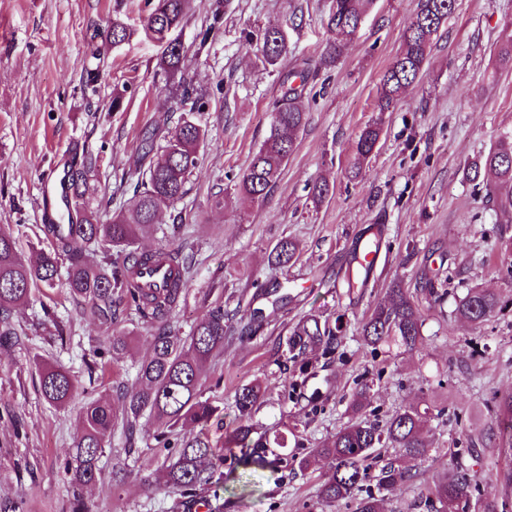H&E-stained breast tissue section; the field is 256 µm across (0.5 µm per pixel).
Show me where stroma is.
Listing matches in <instances>:
<instances>
[{
  "label": "stroma",
  "mask_w": 512,
  "mask_h": 512,
  "mask_svg": "<svg viewBox=\"0 0 512 512\" xmlns=\"http://www.w3.org/2000/svg\"><path fill=\"white\" fill-rule=\"evenodd\" d=\"M154 0H0V232L16 238L36 260L49 241L41 231L40 193L56 183L73 143L97 159L91 206L103 218L124 209L132 184L121 176L142 156V137L174 132L179 113L172 88L187 83L208 103L196 118L207 131L199 162L182 199L162 205L156 229L138 250L168 244L191 265L189 284L173 322L180 335L209 309L224 307V349L208 368L203 395L224 411L206 432L224 441L235 418L234 397L259 382L263 397L250 423L259 434H282L278 451L288 466L243 465L225 452L219 482L199 498H220L224 512H356L350 498L332 504L318 496L324 460L297 461L333 439L350 418L349 404L368 386L363 416L386 423L407 407L422 415L427 455L411 462L414 481L383 491L384 512H427L424 501L449 464L474 474L471 503L492 499L512 512V485L501 475L512 459L502 452L497 404L512 393V215L485 201V187L468 181L469 162L512 131V0H456L434 38L418 80L388 112L375 108L384 71L400 52L417 0H374L339 60L324 63L332 34L331 0H189L187 16L170 34L185 60L172 73L161 45L146 36L143 18ZM129 28L115 44L113 19ZM281 27L288 56L281 72L308 69L301 106L307 124L288 163L264 200L240 201L235 185L268 134L269 105L281 72L264 70L259 38ZM99 79L88 83L90 70ZM120 107H113V100ZM378 122L381 138L362 168L354 166L357 135ZM329 193L314 203L312 185ZM223 192V205L214 195ZM386 228L368 287L348 292L343 273L356 238L370 224ZM284 239L297 247L287 267L268 256ZM446 283L434 302L421 285ZM417 297L423 344L408 351L391 342L366 344L360 328L392 282ZM499 297L480 325L456 318L469 289ZM342 321L334 354L309 350L302 363L279 345L307 314ZM0 340V512H71L65 478L88 399L130 384L135 363L151 349V330L121 321L109 326L81 314L64 283L33 290L13 310ZM129 333L119 360L98 357L114 329ZM52 364L79 383L69 405L45 401L40 367ZM187 424L158 444V425H138L141 475H160ZM141 475L119 487L97 483L82 491L90 512H183L163 483Z\"/></svg>",
  "instance_id": "1"
}]
</instances>
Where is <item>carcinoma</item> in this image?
<instances>
[{
  "instance_id": "obj_1",
  "label": "carcinoma",
  "mask_w": 512,
  "mask_h": 512,
  "mask_svg": "<svg viewBox=\"0 0 512 512\" xmlns=\"http://www.w3.org/2000/svg\"><path fill=\"white\" fill-rule=\"evenodd\" d=\"M188 0H157L145 19L146 31L164 45L163 59L168 70L181 69L184 50L167 39L185 16ZM372 0H332L328 27L332 33L324 61L336 62L342 55L344 38L354 34ZM456 0H418L417 11L404 33L399 55L384 72L378 91L376 108L387 112L413 86L421 74L432 36L438 32L454 10ZM260 59L266 69H276L288 56L284 32L277 26L266 28L260 36ZM302 90L285 86L271 102L269 133L236 185L237 196L252 202L267 195L283 165L296 146L297 136L305 127L306 113L299 100ZM203 94L185 86L173 94L175 108L186 115L165 144L155 145V134L143 135V158L133 172L137 176L135 192L128 207L103 221L90 205L94 192L88 175L95 169L93 158L85 156L80 166L67 172L70 189V222L45 224L43 233L51 250L43 251L35 261H27L19 252L16 240L0 232V312L25 305L32 290L55 286L58 255L69 257L66 285L71 296L84 304L90 316L103 324H112L133 311L153 329L152 351L137 362L131 386L119 389L110 397H102L83 407L82 434L77 440L66 475L75 488L105 480L100 465L112 431L122 427L127 448L126 457L134 454L137 424L148 415L161 429H174L187 422L205 425L220 413L219 407L203 398L206 371L213 355L224 349V307L219 305L198 321L186 336L172 325V315L187 287V266L179 251L160 247L153 251L132 248L135 240L156 223L160 206L175 202L187 192L204 133L190 115L200 111ZM381 135L373 123L361 130L355 142L358 161L368 159ZM483 175L494 181L486 185V202L503 211L512 212V133L505 132L489 151L472 162L466 172L469 181ZM365 241L379 252L384 240V227L373 224L364 231ZM92 246L115 248V257H107L101 266H88L84 253ZM295 244L280 241L271 251L270 265L277 269L294 258ZM169 263L177 273L163 288L145 290L135 286L133 272L153 264ZM372 267L352 251L346 274L349 290L368 285ZM497 296L483 289H471L462 297L456 316L480 325L497 311ZM423 320L407 289L395 286L386 300L379 302L362 324V336L368 344L388 340L410 351L422 346ZM342 325L331 327L311 316L299 323L285 342L282 352L296 360L316 344L333 352L341 340ZM78 382L67 371L48 367L40 375L42 396L54 405H65L75 395ZM262 395L258 382L242 386L235 396L239 423L217 447L199 432L184 441L175 457L163 469L165 485L188 498L187 508L196 507L197 490L212 483L224 462V451L238 448L246 466L277 467L283 459L268 458L269 443L265 436L253 437L247 425ZM500 434L512 440V395L498 404ZM393 448L396 457L383 465L377 475L380 489H389L412 480L411 469L404 462L425 455L427 444L421 436V415L416 408L396 412L385 426L354 420L341 428L334 438L313 455L328 460V468L319 486V497L331 504L349 498L359 491L369 465L366 461L376 448ZM475 475L460 465L448 473L434 488L441 512H459L470 499ZM357 512H383L382 499L369 492L359 499Z\"/></svg>"
}]
</instances>
